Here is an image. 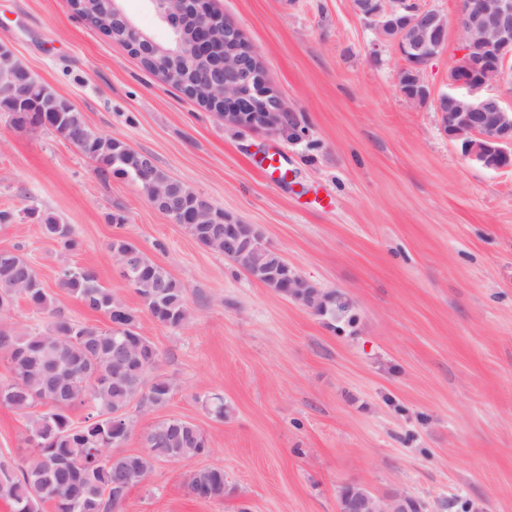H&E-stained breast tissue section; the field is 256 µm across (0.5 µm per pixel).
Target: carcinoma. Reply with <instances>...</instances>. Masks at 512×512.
I'll return each mask as SVG.
<instances>
[{"instance_id": "obj_1", "label": "carcinoma", "mask_w": 512, "mask_h": 512, "mask_svg": "<svg viewBox=\"0 0 512 512\" xmlns=\"http://www.w3.org/2000/svg\"><path fill=\"white\" fill-rule=\"evenodd\" d=\"M56 113L47 114L48 129L77 144L86 127L81 113L71 109L59 123ZM97 164V174L112 175L139 182L135 165L139 154L127 145L103 134L83 148ZM39 223L46 238L62 249L78 247L72 229L47 215ZM191 235L204 246L224 250L223 237L207 239L198 226L187 225ZM116 257L133 251L145 278L162 283L160 292L135 289L143 309L158 323L176 328L188 318L186 289L164 267L151 261L127 239L112 241ZM59 287L80 301L84 309L100 313L108 320L104 328L73 320L52 308V298L34 267L20 254L0 250V308L11 317L19 302L52 315L50 325L40 331L16 335L0 328V351L14 347L20 356H6L10 378L0 381V405L27 417L24 442L29 456L20 464L0 462V499L12 504L14 512H114L119 498L116 479L126 486L135 484L151 469V461L133 453H116L132 431L127 408L137 401L157 408L165 405L174 385L168 378L150 376L161 362L155 345L139 332L141 310L126 304L103 287L88 269L67 270ZM80 402L90 408L81 423L73 421L66 409ZM42 405L47 410L33 412ZM36 439L38 444L30 445ZM145 445L156 459L188 461L207 451L205 435L195 424L177 418L156 422L145 436ZM109 454L106 463L97 464L99 453ZM189 491L202 498L231 493L221 467L192 470L187 476Z\"/></svg>"}]
</instances>
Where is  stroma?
<instances>
[{
  "label": "stroma",
  "instance_id": "35a3bbf8",
  "mask_svg": "<svg viewBox=\"0 0 512 512\" xmlns=\"http://www.w3.org/2000/svg\"><path fill=\"white\" fill-rule=\"evenodd\" d=\"M258 53L299 138L225 125L80 19L69 0H0V45L67 98L94 131L151 155L268 243L346 311L318 314L252 281L134 181L48 129L0 113V250L23 255L54 306L105 326L60 288L89 269L129 306L113 239L134 241L186 288L178 328L142 313L140 332L172 380L167 404H131L122 450L159 420L195 423L209 451L155 463L120 512H338L347 484L398 489L427 512H512V168L493 170L449 139L432 102L402 94L396 47L351 0H217ZM460 39L429 63L448 89ZM70 225L63 251L37 217ZM122 215L114 224L112 215ZM224 400L216 417L208 400ZM26 419L0 407V458H26ZM219 466L231 492L194 498L189 471Z\"/></svg>",
  "mask_w": 512,
  "mask_h": 512
}]
</instances>
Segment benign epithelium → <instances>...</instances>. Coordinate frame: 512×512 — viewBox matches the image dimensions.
Masks as SVG:
<instances>
[{
  "instance_id": "benign-epithelium-1",
  "label": "benign epithelium",
  "mask_w": 512,
  "mask_h": 512,
  "mask_svg": "<svg viewBox=\"0 0 512 512\" xmlns=\"http://www.w3.org/2000/svg\"><path fill=\"white\" fill-rule=\"evenodd\" d=\"M107 2L109 9L100 18L112 29V40L142 60L159 63L155 74L179 85L224 122L277 132L293 120L267 85L256 52L238 28L217 18L209 0H150L169 32L164 43L138 29L122 10L121 0ZM459 2L460 58L448 76L450 90L434 100L435 110L448 137L461 143L466 156L488 169L511 168L512 107H505L503 97L490 93L488 87L495 83L512 87V0ZM351 4L381 40L397 47L403 60L397 79L404 96L423 100L408 93L407 84L414 80L427 88L423 69L446 47L448 17L420 7L414 0H351ZM22 69L11 49L0 45V95L11 98L16 111L28 114L25 132L30 133L44 128L47 120L31 101L29 84H35L41 100L58 106V111L66 112L68 106ZM169 196L170 183L158 182L152 187L150 202L156 209L178 216L181 223L197 224L203 230L224 224L226 260L268 288L284 287L280 294L305 308L326 310L328 294L310 284L270 247L256 225L225 222L224 211L208 201L185 214L171 207ZM120 273L130 287L141 285L133 254L120 261ZM410 499L397 489L380 495L365 485L350 484L339 512H410Z\"/></svg>"
}]
</instances>
